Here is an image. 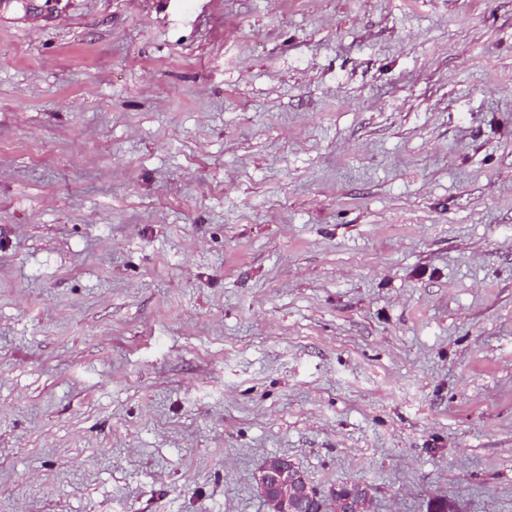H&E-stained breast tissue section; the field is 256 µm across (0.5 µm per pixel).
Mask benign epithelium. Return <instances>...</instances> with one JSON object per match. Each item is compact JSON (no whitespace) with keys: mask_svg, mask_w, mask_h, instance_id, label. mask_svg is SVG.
<instances>
[{"mask_svg":"<svg viewBox=\"0 0 512 512\" xmlns=\"http://www.w3.org/2000/svg\"><path fill=\"white\" fill-rule=\"evenodd\" d=\"M256 483L268 512H369L370 501L350 482L325 500L305 474L285 457H269L258 468Z\"/></svg>","mask_w":512,"mask_h":512,"instance_id":"7a95c632","label":"benign epithelium"}]
</instances>
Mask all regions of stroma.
Masks as SVG:
<instances>
[{
  "label": "stroma",
  "mask_w": 512,
  "mask_h": 512,
  "mask_svg": "<svg viewBox=\"0 0 512 512\" xmlns=\"http://www.w3.org/2000/svg\"><path fill=\"white\" fill-rule=\"evenodd\" d=\"M512 512V0H0V512ZM256 483L268 512H369L370 498L364 502L355 482L337 488L329 503L310 485L305 474L288 458H266L258 468ZM306 503L304 509L298 508ZM308 509V510H307Z\"/></svg>",
  "instance_id": "stroma-1"
}]
</instances>
